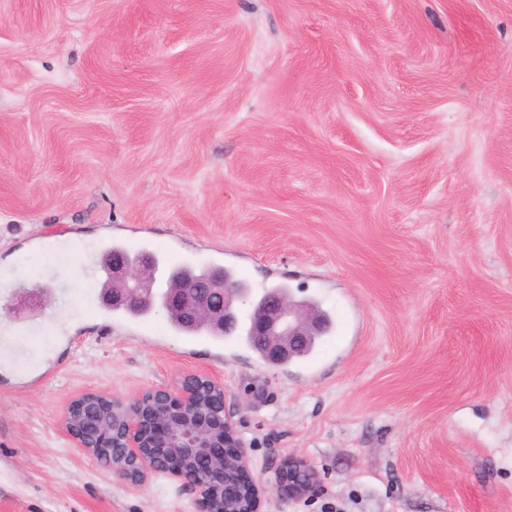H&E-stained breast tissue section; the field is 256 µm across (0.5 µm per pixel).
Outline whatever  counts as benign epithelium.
<instances>
[{"label":"benign epithelium","instance_id":"benign-epithelium-1","mask_svg":"<svg viewBox=\"0 0 512 512\" xmlns=\"http://www.w3.org/2000/svg\"><path fill=\"white\" fill-rule=\"evenodd\" d=\"M112 285L101 290L106 306L140 305L155 292L156 273L148 263L110 260ZM247 289L224 270L166 286V303L189 323L213 322L231 334L237 304ZM252 332L269 362L300 355L326 332L324 312L295 300L283 288L267 289L263 303L250 305ZM60 433L112 474L132 486L164 478L195 495V512H265L273 494L305 502L322 494L314 463L288 455L256 479L251 475L236 415L226 407L223 382L205 371L182 374L175 384L152 387L125 401L101 391L72 398L59 420Z\"/></svg>","mask_w":512,"mask_h":512}]
</instances>
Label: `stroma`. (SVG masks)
<instances>
[{
  "label": "stroma",
  "mask_w": 512,
  "mask_h": 512,
  "mask_svg": "<svg viewBox=\"0 0 512 512\" xmlns=\"http://www.w3.org/2000/svg\"><path fill=\"white\" fill-rule=\"evenodd\" d=\"M109 240L336 329L272 367L110 318ZM0 318V512H194L58 422L196 370L254 477H323L266 512H512V0H0Z\"/></svg>",
  "instance_id": "obj_1"
}]
</instances>
